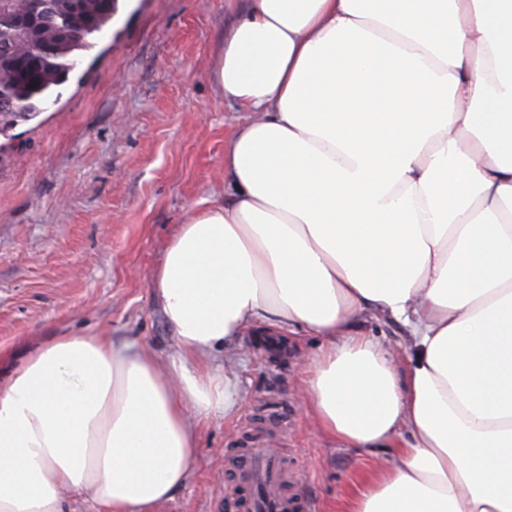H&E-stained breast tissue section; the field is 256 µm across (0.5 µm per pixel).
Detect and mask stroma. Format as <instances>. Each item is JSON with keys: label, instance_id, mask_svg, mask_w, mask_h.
Instances as JSON below:
<instances>
[{"label": "stroma", "instance_id": "stroma-1", "mask_svg": "<svg viewBox=\"0 0 512 512\" xmlns=\"http://www.w3.org/2000/svg\"><path fill=\"white\" fill-rule=\"evenodd\" d=\"M241 0H119L98 57H86L61 98L17 125L0 150V370L56 329L173 350L151 281L190 208L224 189V145L247 111L211 79ZM356 333L403 356L399 322L361 315ZM249 329L237 366L240 404L203 424L192 473L158 512H242L225 495L226 449L250 446L271 410V445L312 512H346L393 449L333 448L305 412L301 362L321 340Z\"/></svg>", "mask_w": 512, "mask_h": 512}]
</instances>
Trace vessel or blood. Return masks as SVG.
<instances>
[{
	"label": "vessel or blood",
	"mask_w": 512,
	"mask_h": 512,
	"mask_svg": "<svg viewBox=\"0 0 512 512\" xmlns=\"http://www.w3.org/2000/svg\"><path fill=\"white\" fill-rule=\"evenodd\" d=\"M226 461L237 475L234 492L241 495L244 512H306L307 503L290 492L287 464L271 449L234 448Z\"/></svg>",
	"instance_id": "obj_1"
}]
</instances>
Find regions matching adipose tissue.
I'll use <instances>...</instances> for the list:
<instances>
[{
  "instance_id": "obj_1",
  "label": "adipose tissue",
  "mask_w": 512,
  "mask_h": 512,
  "mask_svg": "<svg viewBox=\"0 0 512 512\" xmlns=\"http://www.w3.org/2000/svg\"><path fill=\"white\" fill-rule=\"evenodd\" d=\"M212 78L253 112L151 288L175 343L42 337L0 375V512H156L256 323L320 336L307 413L391 448L350 512H512V0H246ZM407 327L405 364L354 332Z\"/></svg>"
}]
</instances>
